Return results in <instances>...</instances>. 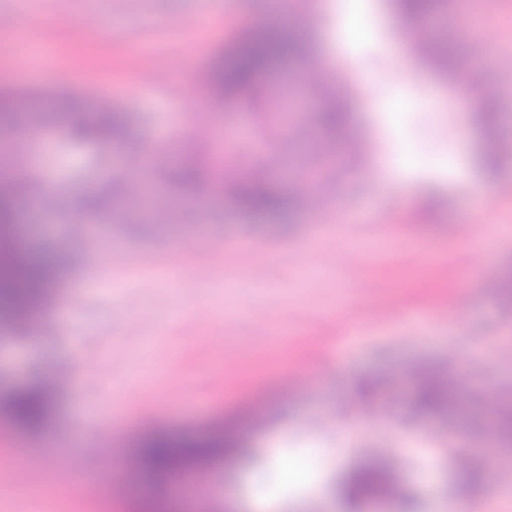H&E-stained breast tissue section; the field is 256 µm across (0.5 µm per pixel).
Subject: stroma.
I'll return each instance as SVG.
<instances>
[{
  "mask_svg": "<svg viewBox=\"0 0 512 512\" xmlns=\"http://www.w3.org/2000/svg\"><path fill=\"white\" fill-rule=\"evenodd\" d=\"M0 0V87L27 93L69 89L100 98L131 116L134 142L147 153L175 142L207 161L277 160L289 181L315 157L310 125L285 126L287 147L263 145L255 117L242 105L214 113L197 96L202 72L243 29L272 16L269 0ZM370 33L339 60L335 14L310 12L311 50L321 63L324 95L349 98L354 129L345 150L314 189L328 215L305 210L259 221L213 195L206 208L181 207L158 225L135 205L117 209L81 229L52 210L21 206L17 233L26 244L65 246L70 264L53 288L36 325L17 332L0 327V392L37 377L50 388L54 416L42 434L15 428L0 414V448L20 446L19 466L38 485L0 497V512H142L147 499L130 460L138 439L161 428L175 435L211 434L240 413L255 464L218 459L190 471L186 485L204 494L180 500L178 512H253L254 500L276 497L272 512H336L337 477L354 455L387 456L397 447L400 476H418L411 491L423 512L450 501L464 512H512V485L498 483L467 495L458 481L456 452L485 468L490 437L479 416L512 391V307L486 280L512 272V0L486 12L482 0H450L448 18L464 31L481 27L491 42L473 85L502 102L495 140L474 121L467 91L416 62L411 27L390 0H368ZM143 58L147 71L131 63ZM414 153L419 171L395 185L382 180L390 146ZM508 155L495 174L479 156L487 148ZM23 173L37 174L40 193L67 188L77 208L87 181L102 184L126 169L120 151L81 144L58 131ZM484 187L475 201L474 183ZM391 211L394 223L380 221ZM507 231L493 249L476 247L479 232ZM93 234L104 256L93 264L85 248ZM193 240L186 248L185 240ZM259 264V278L248 269ZM211 269L206 278L200 269ZM464 294V307L448 308V294ZM399 301L373 314L381 297ZM434 330L422 334L420 322ZM237 377L224 390L210 378L222 367ZM424 366L466 378L470 409L453 423L414 416L412 368ZM66 372L75 381L54 386ZM298 377L282 388L284 375ZM382 381L360 398L361 379ZM364 427L357 454L343 449L342 427L353 415ZM107 428L103 438H82L87 425ZM108 468L107 485L82 492L85 462ZM305 472L284 483L278 462ZM123 487L124 498L113 496Z\"/></svg>",
  "mask_w": 512,
  "mask_h": 512,
  "instance_id": "obj_1",
  "label": "stroma"
}]
</instances>
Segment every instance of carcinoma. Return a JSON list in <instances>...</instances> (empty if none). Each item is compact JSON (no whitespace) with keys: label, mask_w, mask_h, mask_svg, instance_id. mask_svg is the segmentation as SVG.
<instances>
[{"label":"carcinoma","mask_w":512,"mask_h":512,"mask_svg":"<svg viewBox=\"0 0 512 512\" xmlns=\"http://www.w3.org/2000/svg\"><path fill=\"white\" fill-rule=\"evenodd\" d=\"M394 8L409 20H419L438 28L447 19V0H392ZM309 52L308 43L300 37L285 34L279 22L259 30L245 31L209 63L203 97L216 106L226 101L241 100L255 110L266 129L276 123L273 113L260 108L267 103L263 79L275 74L285 87L299 80L298 72ZM430 58L437 69L451 75L460 63V52L450 40L430 47ZM28 93L0 90V129L17 133L41 132L38 115L70 114L76 117L68 130L70 138L86 143L110 142L123 147L129 142V115L98 99L75 92L40 93L30 107ZM500 113L494 101L486 98L476 113L477 124L485 131L494 129ZM317 124L333 143L340 141L350 123L346 105L330 100L318 113ZM178 160L168 167L154 170V176L165 184L170 194L184 202H197L201 207L214 191L224 193L229 204L252 217L265 219L297 208L296 200L282 189L271 174L261 171L226 169L216 171L198 155L174 150ZM126 180L112 182L105 188L96 183L86 185L80 205L85 211H99L116 198L127 195ZM35 197L29 192L19 195L9 179H0V323H13L41 313L51 288L60 280L65 263L62 252L22 243L14 233L19 219V202ZM453 380L424 373L416 377L413 407L422 416L452 415L457 404ZM8 417L18 429L37 433L46 427L53 415L52 401L42 383L28 380L7 392ZM490 430L504 443L512 444V408H497L487 419ZM224 449V457L234 461L246 453L244 438L229 433L220 441L210 435L203 438L178 437L155 431L141 439L137 448L140 471L148 475L156 488L161 487L177 467L193 469ZM394 477L375 459H359L342 484L347 502L361 505L391 489Z\"/></svg>","instance_id":"obj_1"}]
</instances>
